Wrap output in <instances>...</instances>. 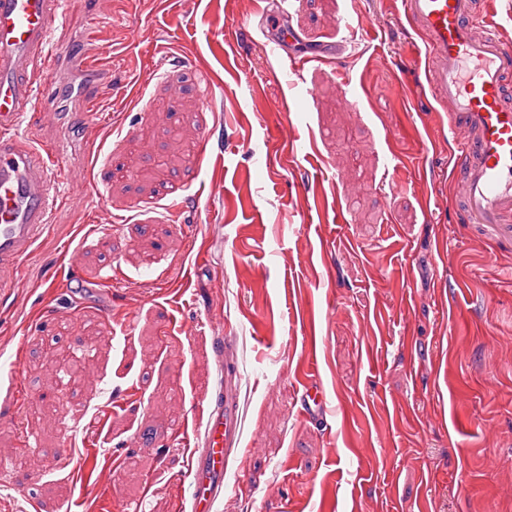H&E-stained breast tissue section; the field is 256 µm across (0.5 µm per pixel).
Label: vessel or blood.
I'll return each instance as SVG.
<instances>
[{"instance_id": "1", "label": "vessel or blood", "mask_w": 512, "mask_h": 512, "mask_svg": "<svg viewBox=\"0 0 512 512\" xmlns=\"http://www.w3.org/2000/svg\"><path fill=\"white\" fill-rule=\"evenodd\" d=\"M402 15L421 36L426 86L448 114L454 144L451 179L454 207L475 235L512 250V39L504 36L492 0H401ZM112 0H100L78 46L55 48L54 32L64 16V0H0V293L17 287L25 263L51 228L62 197V181L85 182L83 168H66L61 152L36 146L20 127L37 97V71L70 88L66 107L93 116L92 86L112 75V59L98 44L100 23ZM298 40L288 30L269 54L288 64L296 92L292 104L307 106L312 88L301 79L328 56L296 54ZM224 363L210 396V409L196 448L189 455L183 498L187 512H215L224 496V478L242 462V386L233 339H216ZM301 404L309 417L325 412L318 384L305 386Z\"/></svg>"}]
</instances>
